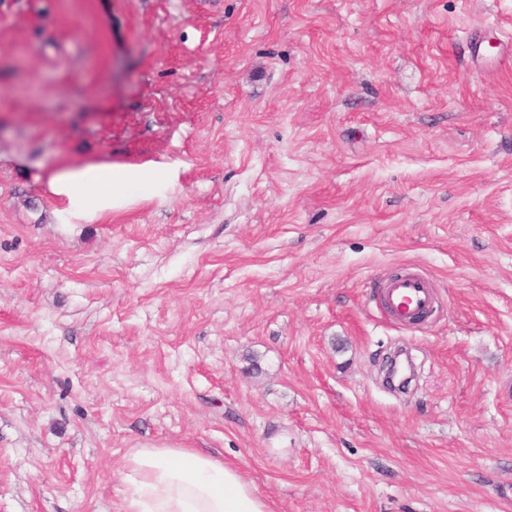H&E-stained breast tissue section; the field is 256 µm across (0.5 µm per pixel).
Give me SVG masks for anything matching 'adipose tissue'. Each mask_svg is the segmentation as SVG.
<instances>
[{"label":"adipose tissue","instance_id":"ef3b65f1","mask_svg":"<svg viewBox=\"0 0 512 512\" xmlns=\"http://www.w3.org/2000/svg\"><path fill=\"white\" fill-rule=\"evenodd\" d=\"M166 170L154 165L89 162L46 173L64 211L86 221L122 207L130 191L150 197ZM125 512H269L241 471L191 448H139L127 459Z\"/></svg>","mask_w":512,"mask_h":512}]
</instances>
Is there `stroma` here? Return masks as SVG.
<instances>
[{
  "label": "stroma",
  "instance_id": "stroma-1",
  "mask_svg": "<svg viewBox=\"0 0 512 512\" xmlns=\"http://www.w3.org/2000/svg\"><path fill=\"white\" fill-rule=\"evenodd\" d=\"M95 159L172 176L59 214ZM138 448L270 512H512V0H0V512H125ZM381 295L389 316L403 325H409L415 314L432 306L427 280L412 272L387 280ZM400 354L393 353L390 354V356L386 357V360L383 364V371H384V382L385 384L393 389V390H404L409 386V383L411 382L413 376H414V364L409 360L405 359L402 361L400 359ZM405 364L410 371V375L408 376L407 382H398V384H395V374L398 370L399 365Z\"/></svg>",
  "mask_w": 512,
  "mask_h": 512
}]
</instances>
